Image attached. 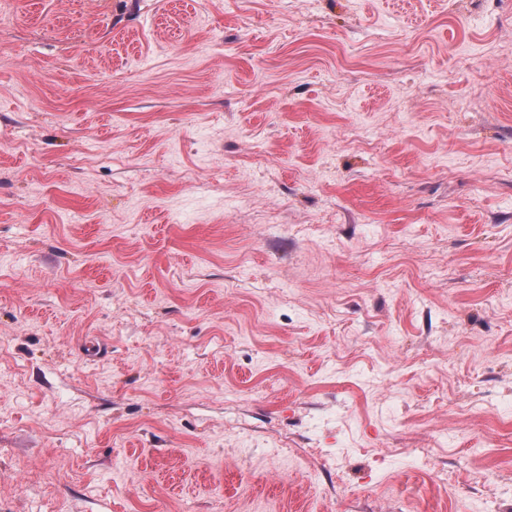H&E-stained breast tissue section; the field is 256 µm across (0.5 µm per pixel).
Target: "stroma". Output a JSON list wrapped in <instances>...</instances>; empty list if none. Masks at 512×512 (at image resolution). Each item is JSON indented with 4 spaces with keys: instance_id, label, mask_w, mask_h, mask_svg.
<instances>
[{
    "instance_id": "stroma-1",
    "label": "stroma",
    "mask_w": 512,
    "mask_h": 512,
    "mask_svg": "<svg viewBox=\"0 0 512 512\" xmlns=\"http://www.w3.org/2000/svg\"><path fill=\"white\" fill-rule=\"evenodd\" d=\"M0 512H512V0H0Z\"/></svg>"
}]
</instances>
